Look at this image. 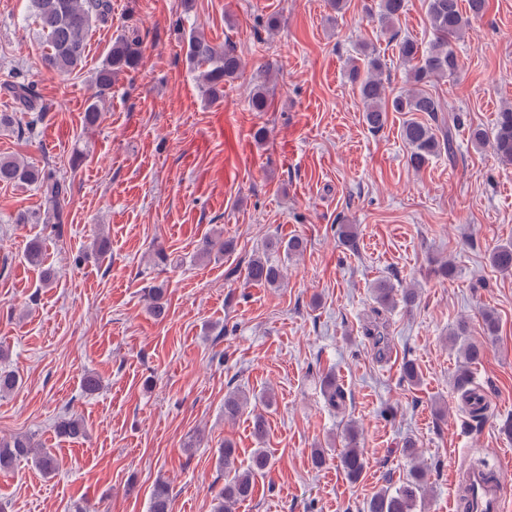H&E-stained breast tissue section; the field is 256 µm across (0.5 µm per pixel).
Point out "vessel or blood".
<instances>
[{
    "label": "vessel or blood",
    "instance_id": "vessel-or-blood-1",
    "mask_svg": "<svg viewBox=\"0 0 512 512\" xmlns=\"http://www.w3.org/2000/svg\"><path fill=\"white\" fill-rule=\"evenodd\" d=\"M454 512H506L503 483L496 473L471 467L453 471Z\"/></svg>",
    "mask_w": 512,
    "mask_h": 512
}]
</instances>
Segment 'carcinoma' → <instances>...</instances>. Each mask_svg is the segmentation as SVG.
<instances>
[{"instance_id":"obj_1","label":"carcinoma","mask_w":512,"mask_h":512,"mask_svg":"<svg viewBox=\"0 0 512 512\" xmlns=\"http://www.w3.org/2000/svg\"><path fill=\"white\" fill-rule=\"evenodd\" d=\"M38 33L48 46L43 55L44 66L60 74L75 70L85 58L88 35L95 25H105L112 20V0H29ZM407 0H380L377 14L379 26L389 29L405 12ZM427 14L435 39L427 48H422L415 40L406 38L398 42L397 52L401 62L408 64L407 81L410 88L388 97L384 85L383 63L380 52L374 47H364L361 59L354 60L348 76L357 86L360 100L364 106V119L367 125L379 131L388 122L389 113L406 112L410 117L403 121L400 135L410 150L409 164L420 169L431 157L448 153L454 156V138L451 130L437 136L436 130L427 122L415 117L418 112L435 116L446 111L445 104L423 88V85L436 79L456 75L461 60L453 47L466 26V19L459 7V0H427ZM188 67L198 73L202 93L210 104L224 100V84L236 79L242 71V61L235 49L229 45L217 46L206 36L192 30L181 33L176 26ZM142 60V39L137 30L117 36L95 71L93 77L94 93L85 108L84 124L88 130L100 121L106 100L112 93V86L121 78L136 70ZM256 84L250 98V107L255 112H265L268 108L270 74L261 69L255 76ZM0 91L9 96L22 112L29 113L26 130L31 132L41 123L44 109L36 106L35 87L25 77L0 86ZM470 140L476 146L490 144L492 152L500 163L512 165V105L497 112L492 138H487L480 129L470 132ZM0 183L14 185H33L40 191L44 203V219L33 213L19 212L14 217L17 224H37L41 221L53 224L62 231L63 212L69 201L71 187L65 180L57 177L49 168H37L11 156L0 157ZM302 239L293 237L283 242L279 239L268 241L264 249L255 254L246 268L247 278L277 287L282 279V264L278 256L286 258L297 256L304 251ZM229 244L219 237L203 239L197 248V255L209 258L211 255L224 254ZM490 261L500 272L512 273V243L495 249ZM377 303L384 309H392L401 303L412 306L417 298L416 290L403 288L397 290L386 280L379 281L374 288ZM165 291L159 286L149 289L148 307L152 316L160 318L166 313ZM374 319L366 335L373 341L378 354H386L389 349L386 326L382 312L373 310ZM487 336L481 340H472L466 336V324L461 322L451 337L452 343H460L462 365L459 366L454 385L460 394L462 403L470 406L477 397V389L472 386L469 374L470 366L481 360L494 341L498 331V318L488 312L484 316ZM323 394L328 406L341 410L345 404L344 391L336 384V377L328 373L322 379ZM247 404L246 395L231 391L224 396V419L235 421L243 415ZM61 436L77 439L84 435V423L69 417L56 427ZM252 434L259 443L268 435V422L264 414L252 415ZM359 431L356 425L349 423L343 433L344 448L337 455V463L346 476L358 480L364 470L365 460L358 446ZM410 458V468L405 478L397 485H388L378 490L370 499L367 512H418L429 492L428 469L420 461L416 445L409 440L405 445ZM32 459L35 466L46 475H52L58 469V459L51 448H39L32 436H17L0 439V472L12 469L20 460ZM218 464L224 469V487L215 496L213 512H232L236 504L250 498L259 476L268 472L272 465V455L265 448L254 449L248 463L237 462L236 449L226 444L219 453ZM173 492L164 480L154 484L147 506V512H172Z\"/></svg>"}]
</instances>
